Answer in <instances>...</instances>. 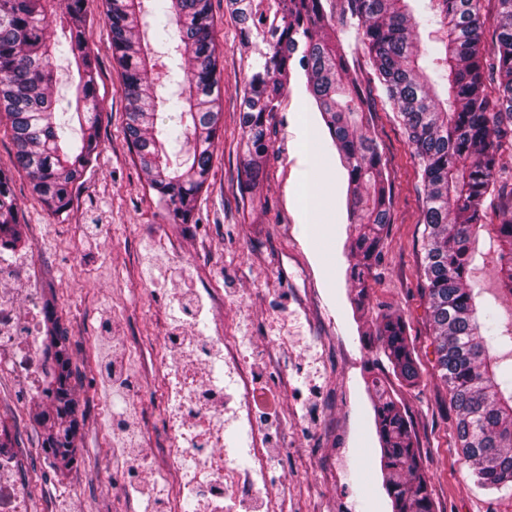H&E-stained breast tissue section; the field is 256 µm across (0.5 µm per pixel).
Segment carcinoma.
Segmentation results:
<instances>
[{
    "instance_id": "obj_1",
    "label": "carcinoma",
    "mask_w": 512,
    "mask_h": 512,
    "mask_svg": "<svg viewBox=\"0 0 512 512\" xmlns=\"http://www.w3.org/2000/svg\"><path fill=\"white\" fill-rule=\"evenodd\" d=\"M151 13L172 45L173 67L156 72L153 52L140 36L141 0H104L126 95L125 137L149 188L173 223H193L197 196L213 164L221 121L222 72L213 38L210 0H154ZM485 0H228L241 46L253 47L241 99L245 137L241 193L260 186L275 135L274 119L293 67L306 87L348 174L353 224L351 278L365 296V279L382 259L391 223V195L377 136L364 113L371 98L354 77L343 43L361 42L387 101L399 115L423 185L424 280L436 368L447 384L464 457L485 485L512 483V363L490 352L512 346V327H499L495 311L479 308L471 284L470 241L487 229L498 254L496 277L512 296V178L500 159L512 152V0H493L491 47L482 42ZM86 0H0V115L15 147L14 166L33 191L62 214L95 161L102 112L95 99L86 35ZM65 42L50 41V23ZM430 29L427 39L419 29ZM75 63L74 112H55L50 90L61 53ZM177 86L159 100L154 81ZM169 125L158 127L160 108ZM491 199L495 204L488 205ZM18 209L0 173V240L22 242ZM44 352L51 400L40 408L42 447L54 464L74 460L79 434L68 337L55 309L46 306ZM376 339L393 373L419 377L406 325L397 314L376 316ZM381 467L393 512H434L429 480L408 419L382 381L372 380Z\"/></svg>"
}]
</instances>
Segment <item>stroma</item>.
Wrapping results in <instances>:
<instances>
[{"label": "stroma", "mask_w": 512, "mask_h": 512, "mask_svg": "<svg viewBox=\"0 0 512 512\" xmlns=\"http://www.w3.org/2000/svg\"><path fill=\"white\" fill-rule=\"evenodd\" d=\"M210 4L224 76L222 129L195 203L196 223L171 222L127 143L125 90L103 0H90L87 25L102 110L98 156L67 213H53L15 169L10 133L0 127V173L10 179L24 239L41 263L42 294L68 336L80 421L78 458L53 467L35 409L21 410L13 379L0 377V420L24 424L29 433L16 448L22 471L33 477L30 512H71L77 501L82 512H142L112 466V410L127 408L146 432L152 467L161 469L166 437L158 424V360L167 296L187 289L223 295L219 320L228 333L247 337L268 356L278 412L288 421L273 476L287 481L293 512H392L380 471L375 393L368 388L376 377L411 423L435 512H512V487L481 485L456 440V415L436 369L420 293L418 166L366 54L354 48L355 72L376 99L370 124L387 161L393 207L383 260L359 309L348 277L347 173L300 72H293L275 117L259 195H241L240 97L253 54L239 42L227 0ZM375 312L405 318L419 365L415 383L385 368L378 342L367 335ZM116 336L127 339L117 357L137 388L127 406L101 368L114 357Z\"/></svg>", "instance_id": "obj_1"}]
</instances>
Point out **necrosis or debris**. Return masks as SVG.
Returning <instances> with one entry per match:
<instances>
[{
  "mask_svg": "<svg viewBox=\"0 0 512 512\" xmlns=\"http://www.w3.org/2000/svg\"><path fill=\"white\" fill-rule=\"evenodd\" d=\"M42 268L33 254L0 248V370L10 372L18 401L46 402L45 366L36 346L42 328ZM214 295L181 300L161 357V425L168 440L164 468L177 480L174 512L183 503L209 512L231 499L235 512H287L288 484L272 478L277 425L261 418L275 400L258 390L256 345L228 336L222 325L203 335L196 322ZM30 485L0 449V512H27Z\"/></svg>",
  "mask_w": 512,
  "mask_h": 512,
  "instance_id": "4bbe7bcc",
  "label": "necrosis or debris"
}]
</instances>
